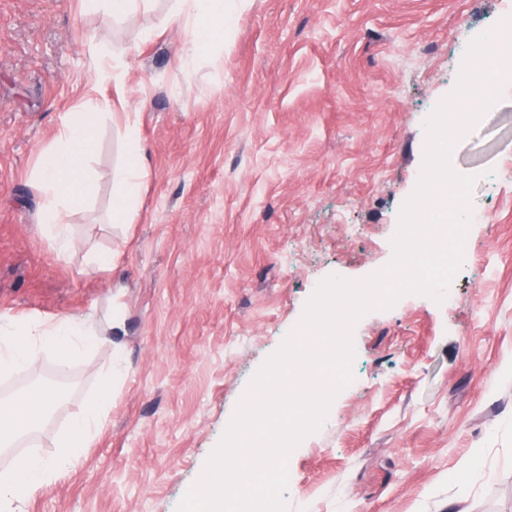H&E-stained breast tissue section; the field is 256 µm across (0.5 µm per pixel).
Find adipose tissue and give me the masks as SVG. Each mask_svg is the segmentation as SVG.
Listing matches in <instances>:
<instances>
[{"instance_id": "adipose-tissue-1", "label": "adipose tissue", "mask_w": 512, "mask_h": 512, "mask_svg": "<svg viewBox=\"0 0 512 512\" xmlns=\"http://www.w3.org/2000/svg\"><path fill=\"white\" fill-rule=\"evenodd\" d=\"M228 3L229 0H176L174 16L196 33H206L229 17ZM99 120V113L89 109L65 123L57 146L45 152L36 173L35 186L45 218L43 237L49 248L60 255L68 254L74 245L70 213L96 193L87 162L95 150L94 132ZM124 147L126 163L114 191L112 220L132 224L137 217L141 186L148 175L144 149L134 126L125 128ZM107 340L105 329L84 321L48 324L0 318V371L23 368L36 356L48 353L56 356L57 365L63 370L78 353ZM57 398L53 390L34 388L1 400L0 447L44 424ZM106 401V393H99L73 418L53 460L25 456L0 471V512H18L20 504L78 462L81 449L100 427L101 408Z\"/></svg>"}]
</instances>
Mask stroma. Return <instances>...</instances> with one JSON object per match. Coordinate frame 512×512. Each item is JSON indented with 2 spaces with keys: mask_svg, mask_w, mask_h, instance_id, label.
I'll use <instances>...</instances> for the list:
<instances>
[{
  "mask_svg": "<svg viewBox=\"0 0 512 512\" xmlns=\"http://www.w3.org/2000/svg\"><path fill=\"white\" fill-rule=\"evenodd\" d=\"M175 0L113 24L81 0H0V317L111 320V343L0 373V395L59 392L23 455L56 456L110 384L78 464L22 512H176L250 379L329 275L385 266L420 173L422 123L468 43L512 0H241L222 43L184 70ZM117 54L122 80L97 75ZM101 114L97 193L57 256L32 177L66 120ZM148 176L112 221L122 136ZM477 175L470 245L442 303L407 295L354 329L356 383L290 456L288 512H512V97L455 147ZM111 256L90 272L86 257ZM124 370L104 377L114 354Z\"/></svg>",
  "mask_w": 512,
  "mask_h": 512,
  "instance_id": "obj_1",
  "label": "stroma"
}]
</instances>
